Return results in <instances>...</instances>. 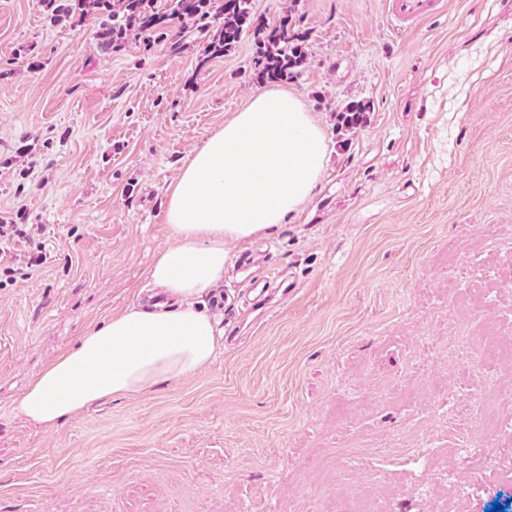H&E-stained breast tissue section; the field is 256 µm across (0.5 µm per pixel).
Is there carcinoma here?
Returning a JSON list of instances; mask_svg holds the SVG:
<instances>
[{
  "mask_svg": "<svg viewBox=\"0 0 512 512\" xmlns=\"http://www.w3.org/2000/svg\"><path fill=\"white\" fill-rule=\"evenodd\" d=\"M250 0H42L45 11L55 22L73 16L83 19L93 16L100 20L98 31L101 43L111 49H121L143 34H167L169 25L175 21L191 23L202 30L220 24V32L213 38L208 51L212 56H221L231 51L242 35L251 28ZM253 36L257 43L258 77L271 81H282L295 77L304 62L302 36L284 16L274 26L259 25ZM368 105L363 102L346 104L339 116L342 125L353 129L363 123Z\"/></svg>",
  "mask_w": 512,
  "mask_h": 512,
  "instance_id": "carcinoma-1",
  "label": "carcinoma"
}]
</instances>
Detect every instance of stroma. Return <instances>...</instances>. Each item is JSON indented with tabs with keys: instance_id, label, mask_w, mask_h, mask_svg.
Here are the masks:
<instances>
[{
	"instance_id": "stroma-1",
	"label": "stroma",
	"mask_w": 512,
	"mask_h": 512,
	"mask_svg": "<svg viewBox=\"0 0 512 512\" xmlns=\"http://www.w3.org/2000/svg\"><path fill=\"white\" fill-rule=\"evenodd\" d=\"M291 15L284 87L323 125L322 183L279 234L232 247L206 305L212 365L45 430L15 400L85 327L152 292L165 190L205 134L273 90L246 35L100 48L98 21L0 0V512H336L379 485L392 512H512V433L463 416L512 392L479 330L512 325V0H251ZM351 101L363 124L341 127ZM253 256L257 309L235 259ZM292 283L281 295V283ZM482 446L480 465L455 455ZM436 448L437 457H413ZM444 7L443 0H389L392 18L401 23L417 22Z\"/></svg>"
}]
</instances>
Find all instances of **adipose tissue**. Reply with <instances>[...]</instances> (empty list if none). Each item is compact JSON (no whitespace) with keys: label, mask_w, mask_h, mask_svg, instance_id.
Listing matches in <instances>:
<instances>
[{"label":"adipose tissue","mask_w":512,"mask_h":512,"mask_svg":"<svg viewBox=\"0 0 512 512\" xmlns=\"http://www.w3.org/2000/svg\"><path fill=\"white\" fill-rule=\"evenodd\" d=\"M327 137L287 90L251 96L208 132L166 189L169 244L146 277L165 300L87 328L76 348L40 372L16 401L46 429L110 398L145 395L215 359L224 334L203 306L234 245L275 235L322 181Z\"/></svg>","instance_id":"obj_1"}]
</instances>
